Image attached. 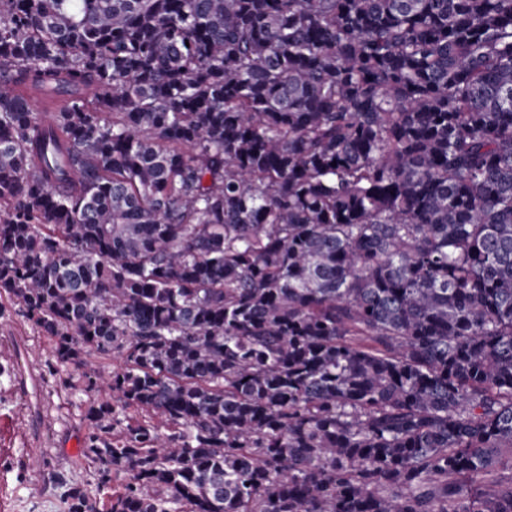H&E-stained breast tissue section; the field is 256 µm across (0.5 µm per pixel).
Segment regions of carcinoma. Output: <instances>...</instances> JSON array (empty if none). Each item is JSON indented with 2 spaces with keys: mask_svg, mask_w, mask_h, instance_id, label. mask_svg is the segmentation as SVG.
Masks as SVG:
<instances>
[{
  "mask_svg": "<svg viewBox=\"0 0 512 512\" xmlns=\"http://www.w3.org/2000/svg\"><path fill=\"white\" fill-rule=\"evenodd\" d=\"M2 294L109 512H512V0H0Z\"/></svg>",
  "mask_w": 512,
  "mask_h": 512,
  "instance_id": "cac0c4a2",
  "label": "carcinoma"
}]
</instances>
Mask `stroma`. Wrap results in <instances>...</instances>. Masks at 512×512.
<instances>
[{"mask_svg":"<svg viewBox=\"0 0 512 512\" xmlns=\"http://www.w3.org/2000/svg\"><path fill=\"white\" fill-rule=\"evenodd\" d=\"M53 361L51 338L0 296V512H63L73 484L97 500L123 488L118 475L110 490L99 489L84 455L85 414L96 392L77 369L64 385Z\"/></svg>","mask_w":512,"mask_h":512,"instance_id":"1","label":"stroma"}]
</instances>
